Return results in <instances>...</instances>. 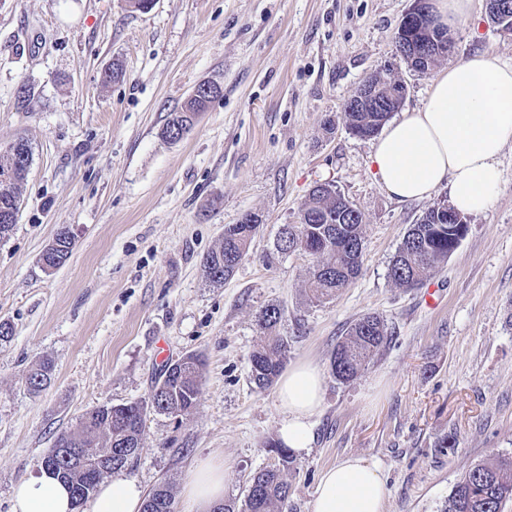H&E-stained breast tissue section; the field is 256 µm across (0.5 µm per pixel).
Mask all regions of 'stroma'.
I'll return each instance as SVG.
<instances>
[{"label":"stroma","instance_id":"obj_1","mask_svg":"<svg viewBox=\"0 0 512 512\" xmlns=\"http://www.w3.org/2000/svg\"><path fill=\"white\" fill-rule=\"evenodd\" d=\"M412 3L155 0L141 12L129 0H0V147L23 139L32 149L18 220L0 242V322L13 329L0 341V512L88 409L147 397L161 344L172 361L203 357L199 403L186 418L147 414L127 477L147 493L167 485L185 512L195 463L221 457L224 500L242 503L279 439L277 389H258L249 364L269 304L284 310L289 364L312 362L323 378L314 441L287 474L288 512H310L323 471L349 456L379 467L384 512H439L465 472L512 458V143L491 209L469 217L426 283L401 288L389 261L431 202L390 197L371 139L343 119L377 71L404 84L401 111L425 101L432 73L410 68L395 43ZM451 35L438 69L486 51L512 60V32L491 22L485 0ZM116 63L122 79L106 80ZM204 82L219 95L169 141L171 113ZM322 182L363 212L364 255L353 283L313 304L308 255L270 267L263 257ZM248 212L261 221L249 256L210 283L203 256ZM62 228L73 250L51 272L40 256ZM368 313L393 340L339 383L332 352ZM42 359L55 374L35 395L25 376ZM449 436L454 447H443Z\"/></svg>","mask_w":512,"mask_h":512}]
</instances>
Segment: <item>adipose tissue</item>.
Instances as JSON below:
<instances>
[{
  "label": "adipose tissue",
  "instance_id": "adipose-tissue-1",
  "mask_svg": "<svg viewBox=\"0 0 512 512\" xmlns=\"http://www.w3.org/2000/svg\"><path fill=\"white\" fill-rule=\"evenodd\" d=\"M512 142V62L488 53L435 75L425 102L388 123L372 146L381 187L401 201L447 188L448 202L468 215L485 213L501 185L499 160ZM322 379L308 362L278 385L279 438L301 453L311 445L312 418L321 407ZM225 464L204 460L184 489L186 512H211L224 499ZM386 486L378 467L347 457L326 470L311 512H383ZM142 486L115 475L102 483L84 512H141ZM11 512H75L68 487L47 471L19 483Z\"/></svg>",
  "mask_w": 512,
  "mask_h": 512
}]
</instances>
